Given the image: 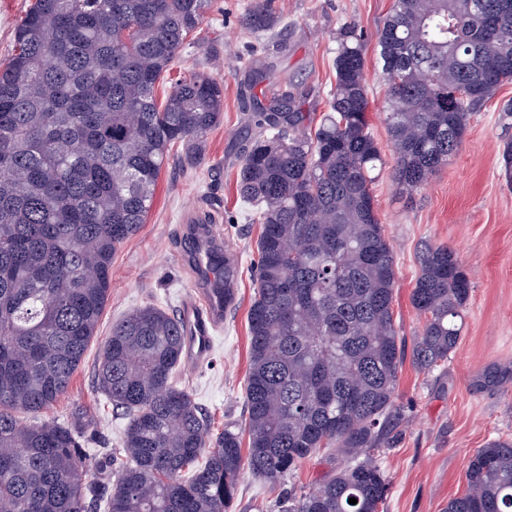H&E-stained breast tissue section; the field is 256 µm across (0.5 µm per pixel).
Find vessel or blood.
<instances>
[{
	"mask_svg": "<svg viewBox=\"0 0 512 512\" xmlns=\"http://www.w3.org/2000/svg\"><path fill=\"white\" fill-rule=\"evenodd\" d=\"M186 241L195 267L204 274H211L224 256L212 227H188ZM224 312V283L220 280L183 300L179 319L184 330V354L189 361L201 363L210 358L214 348L213 333L223 324Z\"/></svg>",
	"mask_w": 512,
	"mask_h": 512,
	"instance_id": "b4317fda",
	"label": "vessel or blood"
}]
</instances>
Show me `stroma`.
Instances as JSON below:
<instances>
[{"label": "stroma", "instance_id": "obj_1", "mask_svg": "<svg viewBox=\"0 0 512 512\" xmlns=\"http://www.w3.org/2000/svg\"><path fill=\"white\" fill-rule=\"evenodd\" d=\"M252 0H212L200 28L174 65L187 75L202 69L224 83V114L208 132L200 159L183 146L170 149L145 224L112 260V292L97 333L88 345L65 396L43 416L67 422L76 407L94 408L99 433L85 445L93 477L112 480L122 463L120 443L128 419L100 391L96 368L112 323L152 303L178 315L183 295L201 290L202 280L186 256L183 225L206 218L220 225L224 246L238 260L237 298L214 337L202 365L182 363L185 387L211 421L213 431L243 423L249 371L248 311L255 297L253 263L261 232L257 215L237 195V157L247 135L242 97L264 93L287 81L304 86L302 112L318 118L335 84L337 34L357 29L364 37L370 132L384 165L372 193L395 256L397 281L393 317L406 340L423 326L411 304L424 242L453 250L472 282L457 350L444 365L424 371L404 362L396 401L407 419L395 447L384 449L382 467L391 483L384 512H444L449 499L466 490L464 467L491 440L512 441V187L502 176L501 151L512 140V81L473 112L457 151L413 196L399 193L392 177L394 157L382 104L376 32L393 0H271L280 19L272 34L254 37L240 25ZM265 62L264 82L251 86L248 65ZM336 474V455L323 449L296 477L269 487L243 474L230 512H278L277 502L293 488H308Z\"/></svg>", "mask_w": 512, "mask_h": 512}]
</instances>
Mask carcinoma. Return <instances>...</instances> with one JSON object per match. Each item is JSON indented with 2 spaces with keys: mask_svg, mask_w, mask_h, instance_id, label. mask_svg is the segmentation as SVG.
<instances>
[{
  "mask_svg": "<svg viewBox=\"0 0 512 512\" xmlns=\"http://www.w3.org/2000/svg\"><path fill=\"white\" fill-rule=\"evenodd\" d=\"M394 0L377 33L394 180L412 194L458 149L472 112L512 80V0ZM211 0H34L0 68V512H227L243 470L275 487L322 448L345 464L288 492L282 512H383L380 450L395 445L406 359L448 361L471 280L454 252L424 244L411 303L422 330L407 345L393 321V247L374 207L383 165L367 112L363 39L342 31L328 111L313 126L289 83L248 114L238 193L263 224L249 310L248 448L218 436L174 383L184 334L154 304L112 324L97 384L129 419L110 484L90 480L85 409L36 420L63 397L111 295L112 255L146 222L170 148L203 154L224 112L205 71L155 86ZM278 24L268 0L241 19ZM237 262L224 254V305ZM35 418L31 423L21 415ZM466 493L445 512H512V442L477 449ZM357 499L351 505L348 500Z\"/></svg>",
  "mask_w": 512,
  "mask_h": 512,
  "instance_id": "1",
  "label": "carcinoma"
}]
</instances>
